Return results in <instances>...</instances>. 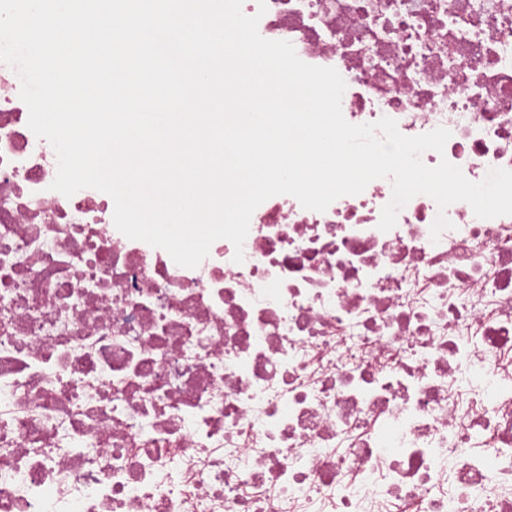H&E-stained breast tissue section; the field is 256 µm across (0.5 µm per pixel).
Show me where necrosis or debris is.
<instances>
[{
	"label": "necrosis or debris",
	"mask_w": 512,
	"mask_h": 512,
	"mask_svg": "<svg viewBox=\"0 0 512 512\" xmlns=\"http://www.w3.org/2000/svg\"><path fill=\"white\" fill-rule=\"evenodd\" d=\"M266 12H259V3ZM335 68L352 124L443 127L473 182L512 171V0H243ZM0 63V512H512V215L390 180L259 205L235 263L127 238Z\"/></svg>",
	"instance_id": "necrosis-or-debris-1"
}]
</instances>
